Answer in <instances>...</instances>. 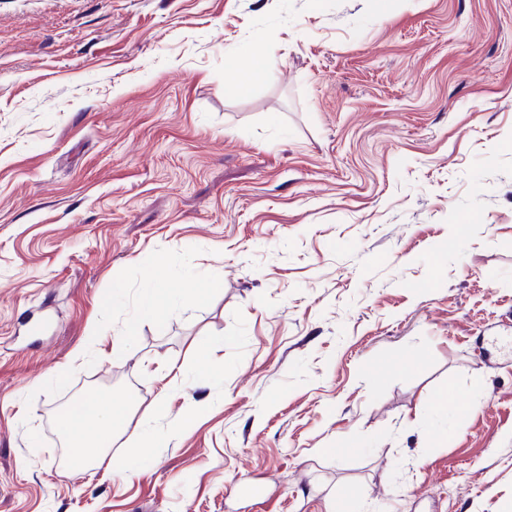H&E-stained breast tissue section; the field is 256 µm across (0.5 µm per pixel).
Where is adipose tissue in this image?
I'll list each match as a JSON object with an SVG mask.
<instances>
[{
	"label": "adipose tissue",
	"mask_w": 512,
	"mask_h": 512,
	"mask_svg": "<svg viewBox=\"0 0 512 512\" xmlns=\"http://www.w3.org/2000/svg\"><path fill=\"white\" fill-rule=\"evenodd\" d=\"M128 407L111 395L82 400L60 420V430L72 447V463L87 466L105 456L116 431L124 429Z\"/></svg>",
	"instance_id": "1"
}]
</instances>
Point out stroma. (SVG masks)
I'll return each instance as SVG.
<instances>
[{
  "instance_id": "1",
  "label": "stroma",
  "mask_w": 512,
  "mask_h": 512,
  "mask_svg": "<svg viewBox=\"0 0 512 512\" xmlns=\"http://www.w3.org/2000/svg\"><path fill=\"white\" fill-rule=\"evenodd\" d=\"M0 512H512V0H0ZM166 288V283L162 278L154 276L150 280L142 293L139 307L140 316L156 314L162 308L167 300ZM128 407L112 394L90 396L67 412L60 420V430L75 448L72 465L87 466L105 456L112 447V437L125 430ZM90 432L85 431L87 425Z\"/></svg>"
}]
</instances>
